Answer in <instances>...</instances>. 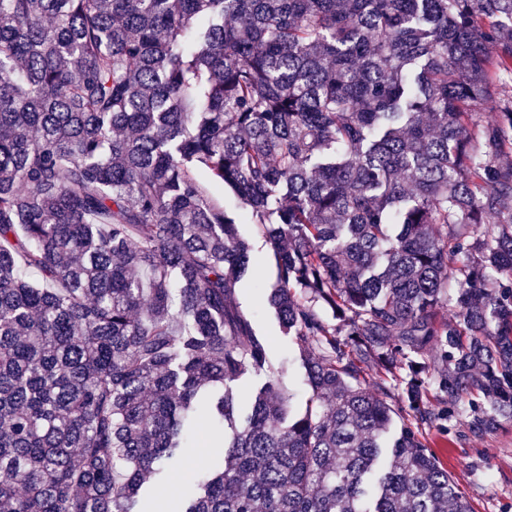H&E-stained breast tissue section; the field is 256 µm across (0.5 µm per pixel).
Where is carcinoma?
Here are the masks:
<instances>
[{
	"label": "carcinoma",
	"mask_w": 512,
	"mask_h": 512,
	"mask_svg": "<svg viewBox=\"0 0 512 512\" xmlns=\"http://www.w3.org/2000/svg\"><path fill=\"white\" fill-rule=\"evenodd\" d=\"M507 77L512 0H0V512H141L202 419L176 512H474L423 429L512 422ZM226 210L237 217L241 236L250 246L252 275L242 281L237 290V300L242 310L251 319L255 333L267 343L271 366L281 386L289 392L291 403L299 409L305 403L309 387L302 361V346L294 336L282 333L273 310L261 303L260 295L253 288L255 280L271 284L275 279L274 257L270 246L255 224L245 218V211L231 194L221 192ZM188 448L182 465L173 472L166 483L159 489L158 494L163 503L180 498L185 487L206 469L216 458L222 456L224 449L208 448V443L199 439Z\"/></svg>",
	"instance_id": "1"
}]
</instances>
